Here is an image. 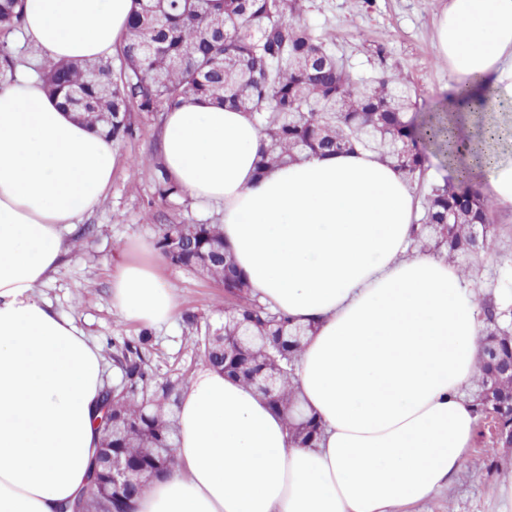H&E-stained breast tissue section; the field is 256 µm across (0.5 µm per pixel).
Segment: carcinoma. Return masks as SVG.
<instances>
[{"instance_id":"cac0c4a2","label":"carcinoma","mask_w":512,"mask_h":512,"mask_svg":"<svg viewBox=\"0 0 512 512\" xmlns=\"http://www.w3.org/2000/svg\"><path fill=\"white\" fill-rule=\"evenodd\" d=\"M22 0H0V28L11 32L22 22ZM119 74L112 59L92 65L68 61L49 64L42 77L50 95L77 112L91 126L116 141L133 134L131 108L141 112L175 109L192 99L231 105L253 114L265 137L258 169L296 162L312 155L361 147L401 170L410 182L425 173V146L475 156L491 165L477 145L451 140L435 113L417 126L407 115L410 92L385 68L354 77L343 58L325 44L303 18L302 0H138L121 50ZM16 77L15 53L0 44V85ZM456 105L487 111V100L465 84L452 92ZM492 233L483 197L462 166L457 183L433 184L413 241L454 262L480 255ZM163 259L199 270L220 281L237 303L224 309V324L206 325L196 341L205 364L253 388L257 375L272 372L276 388L264 396L282 413L291 441L310 445L320 425L299 406L294 387L301 342L279 345L276 336H305L311 326L294 323L271 311L253 294L236 267L218 224H167L156 242ZM485 325L495 346L512 357V324L493 303L484 308ZM145 339H125L123 384L105 392L112 420L99 424L104 440L137 463L174 464L175 429L157 402H177L179 389L170 381L155 400L138 397L154 371L144 353ZM475 385L483 392L479 415L496 410L505 431H512V380L493 379L487 358L479 357ZM86 508L109 512L111 504L91 488Z\"/></svg>"}]
</instances>
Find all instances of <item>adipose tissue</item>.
Segmentation results:
<instances>
[{"instance_id": "obj_1", "label": "adipose tissue", "mask_w": 512, "mask_h": 512, "mask_svg": "<svg viewBox=\"0 0 512 512\" xmlns=\"http://www.w3.org/2000/svg\"><path fill=\"white\" fill-rule=\"evenodd\" d=\"M137 0H26L22 36L44 60L112 54ZM459 83L498 103L452 112L507 137L485 183L512 206V0H448L436 28ZM263 135L239 109L190 101L168 112L167 173L222 207V229L261 302L316 331L295 384L321 423L293 445L252 389L209 367L182 389L175 464L132 512H397L449 490L478 414L469 394L482 323L450 262L409 254L413 193L403 172L357 149L257 174ZM114 145L74 119L29 71L0 86V512H62L89 483L99 446L103 358L40 297L66 238L112 182ZM124 319L168 322L176 298L147 262L112 273Z\"/></svg>"}]
</instances>
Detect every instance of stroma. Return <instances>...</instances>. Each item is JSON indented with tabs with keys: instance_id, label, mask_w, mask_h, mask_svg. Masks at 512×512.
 <instances>
[{
	"instance_id": "obj_1",
	"label": "stroma",
	"mask_w": 512,
	"mask_h": 512,
	"mask_svg": "<svg viewBox=\"0 0 512 512\" xmlns=\"http://www.w3.org/2000/svg\"><path fill=\"white\" fill-rule=\"evenodd\" d=\"M448 0H304V17L325 43L348 63L353 75L386 67L409 89L414 112L423 116L440 108L457 79L438 54L435 26ZM164 115L132 112L133 136L116 144L112 185L93 212L73 228L71 250L40 286L41 296L60 315L73 318L94 340L104 358L107 387L119 385L124 359L117 342L146 334L147 357L157 379H190L202 367L186 314L198 322L217 321L232 297L221 282L161 259L154 244L165 224H218L223 210L188 195L164 198L157 192L163 164L160 141ZM495 228L489 255L470 259L463 278L478 304L494 302L512 312V207L487 201ZM151 244L150 257L162 280L173 288L178 307L165 325L146 327L124 320L112 306V272L141 258L138 243ZM490 445L487 426L477 424L468 460L450 490L408 506L407 512H500V485L512 482V447Z\"/></svg>"
}]
</instances>
